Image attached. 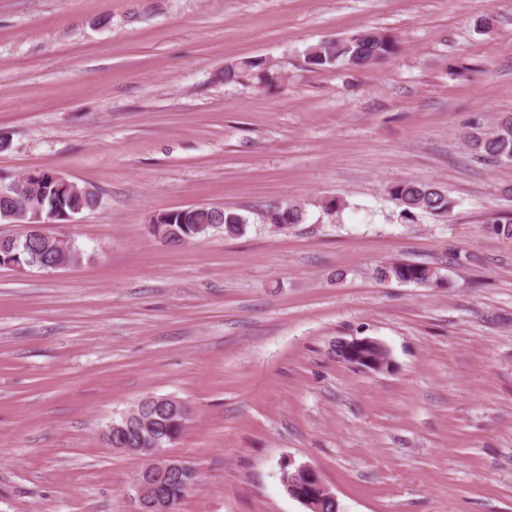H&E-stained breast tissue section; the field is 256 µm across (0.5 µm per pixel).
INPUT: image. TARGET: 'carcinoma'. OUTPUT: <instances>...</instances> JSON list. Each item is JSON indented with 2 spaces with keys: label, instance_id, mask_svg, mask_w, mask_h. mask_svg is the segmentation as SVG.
I'll use <instances>...</instances> for the list:
<instances>
[{
  "label": "carcinoma",
  "instance_id": "carcinoma-1",
  "mask_svg": "<svg viewBox=\"0 0 512 512\" xmlns=\"http://www.w3.org/2000/svg\"><path fill=\"white\" fill-rule=\"evenodd\" d=\"M395 43L387 35L366 29L348 40H322L307 48L305 62L312 69H325L338 64L362 67L390 54ZM224 83L255 79L272 84L280 76L262 58H247L224 66ZM467 148L477 157L490 162L512 163V117L502 118L490 132L475 127L466 136ZM388 194L400 208V217L415 221L422 214L446 217L452 205L447 193L436 184L398 181ZM101 203L99 193L89 187L71 184L62 186L51 171H37L32 176L11 178L0 173V223H31L36 211L42 216L54 212L76 216L93 210ZM267 223L278 232L306 220V209L298 202H282L267 211ZM246 217L232 208L195 206L157 213L152 219L151 235L161 244L178 247L187 241L222 231L227 236L239 234ZM0 250L25 269L47 270L60 260V251L47 238L33 229H21L16 239L1 238ZM381 281L430 285L439 278L438 271L428 265L391 261L375 270ZM191 417L188 407L170 396L148 395L143 404L135 405L112 419L119 429L112 433L114 448L168 447L181 437ZM195 471L188 468L165 478L162 491L166 502L177 509L179 503L196 485Z\"/></svg>",
  "mask_w": 512,
  "mask_h": 512
}]
</instances>
